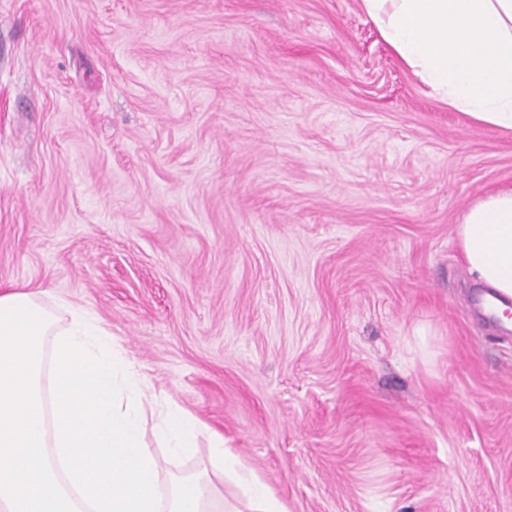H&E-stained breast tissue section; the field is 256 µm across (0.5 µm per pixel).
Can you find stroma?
<instances>
[{
  "instance_id": "obj_1",
  "label": "stroma",
  "mask_w": 512,
  "mask_h": 512,
  "mask_svg": "<svg viewBox=\"0 0 512 512\" xmlns=\"http://www.w3.org/2000/svg\"><path fill=\"white\" fill-rule=\"evenodd\" d=\"M512 130L359 0H0V283L93 312L288 512H512V333L457 227ZM215 475L208 439L163 465Z\"/></svg>"
}]
</instances>
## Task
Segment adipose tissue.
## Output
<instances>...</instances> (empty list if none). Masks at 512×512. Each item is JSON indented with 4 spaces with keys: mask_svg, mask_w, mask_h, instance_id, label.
I'll return each instance as SVG.
<instances>
[{
    "mask_svg": "<svg viewBox=\"0 0 512 512\" xmlns=\"http://www.w3.org/2000/svg\"><path fill=\"white\" fill-rule=\"evenodd\" d=\"M361 8L449 108L512 130V0H361ZM457 236L470 272L512 297V189L473 205Z\"/></svg>",
    "mask_w": 512,
    "mask_h": 512,
    "instance_id": "obj_1",
    "label": "adipose tissue"
}]
</instances>
